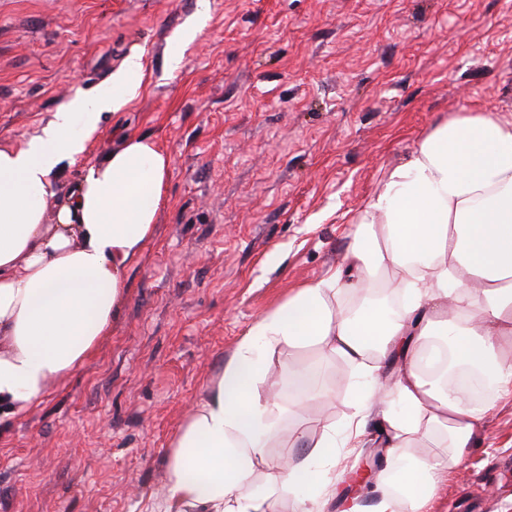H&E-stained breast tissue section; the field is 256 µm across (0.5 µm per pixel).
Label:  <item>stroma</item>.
<instances>
[{"instance_id":"1","label":"stroma","mask_w":512,"mask_h":512,"mask_svg":"<svg viewBox=\"0 0 512 512\" xmlns=\"http://www.w3.org/2000/svg\"><path fill=\"white\" fill-rule=\"evenodd\" d=\"M135 52L139 92L51 182L66 194L135 133L170 157L165 200L109 336L0 438V512H151L209 379L256 317L344 263L343 229L385 170L456 113L512 114V0H0V146L110 92ZM300 364L333 396L300 417L281 394L284 427L343 425L349 366L284 350L271 372L285 386ZM380 437L370 422L326 512L371 506L374 481L351 478ZM431 512H512V397Z\"/></svg>"}]
</instances>
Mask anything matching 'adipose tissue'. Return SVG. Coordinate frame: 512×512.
Listing matches in <instances>:
<instances>
[{
	"label": "adipose tissue",
	"instance_id": "adipose-tissue-1",
	"mask_svg": "<svg viewBox=\"0 0 512 512\" xmlns=\"http://www.w3.org/2000/svg\"><path fill=\"white\" fill-rule=\"evenodd\" d=\"M142 77L141 55H130L114 93L74 97L38 135L0 147L6 415L27 411L109 335L127 271L154 235L170 158L153 140L127 136L65 198L50 182ZM347 235L344 264L255 318L209 381L168 452L157 512H279L285 494L297 512H322L320 462L363 443L377 405L389 466L375 475L373 512H427L479 446L488 412L512 397V117L460 112L423 134ZM284 349L355 371L344 429L322 424L289 465L269 451L283 415L269 362ZM450 370L487 375L490 393L473 400L463 384L442 382Z\"/></svg>",
	"mask_w": 512,
	"mask_h": 512
}]
</instances>
